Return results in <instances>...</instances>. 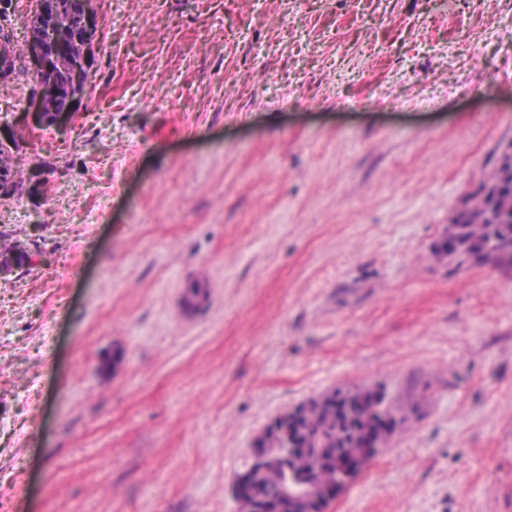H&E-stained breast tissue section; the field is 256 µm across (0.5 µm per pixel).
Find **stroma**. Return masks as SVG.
Instances as JSON below:
<instances>
[{
	"mask_svg": "<svg viewBox=\"0 0 512 512\" xmlns=\"http://www.w3.org/2000/svg\"><path fill=\"white\" fill-rule=\"evenodd\" d=\"M0 231V512H239L265 429L383 389L326 512H512V268L439 248L512 149V0H97ZM96 49L95 35L92 47L88 48L79 60H76L73 63L70 62L69 99L74 105L78 104L87 93V89L92 78V54Z\"/></svg>",
	"mask_w": 512,
	"mask_h": 512,
	"instance_id": "stroma-1",
	"label": "stroma"
}]
</instances>
